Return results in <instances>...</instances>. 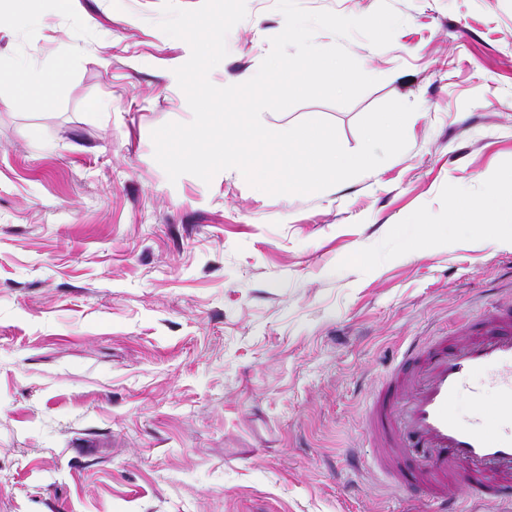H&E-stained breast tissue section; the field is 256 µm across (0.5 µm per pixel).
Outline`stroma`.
Listing matches in <instances>:
<instances>
[{
	"label": "stroma",
	"mask_w": 512,
	"mask_h": 512,
	"mask_svg": "<svg viewBox=\"0 0 512 512\" xmlns=\"http://www.w3.org/2000/svg\"><path fill=\"white\" fill-rule=\"evenodd\" d=\"M0 57L64 79L21 108L0 83V512H399L365 454V398L409 336L512 298V246L457 228L512 169V0H390L391 44L344 45L377 84L322 118L342 146L391 99L408 146L307 196L222 171L169 181L151 133L191 121L189 45L164 0H39ZM246 0L219 87L258 71L285 25Z\"/></svg>",
	"instance_id": "stroma-1"
}]
</instances>
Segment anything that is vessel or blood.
Returning <instances> with one entry per match:
<instances>
[{
	"instance_id": "1",
	"label": "vessel or blood",
	"mask_w": 512,
	"mask_h": 512,
	"mask_svg": "<svg viewBox=\"0 0 512 512\" xmlns=\"http://www.w3.org/2000/svg\"><path fill=\"white\" fill-rule=\"evenodd\" d=\"M496 387L495 420L469 422L451 413L469 393L482 400ZM369 468L401 492H418L425 512H512V303L484 308L443 336L407 339L366 400ZM464 488L465 501L448 494Z\"/></svg>"
}]
</instances>
